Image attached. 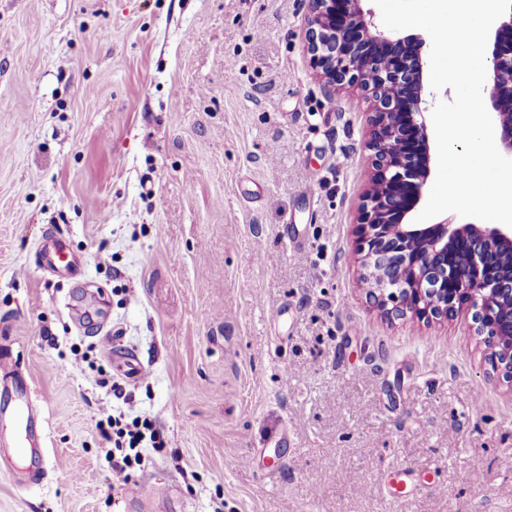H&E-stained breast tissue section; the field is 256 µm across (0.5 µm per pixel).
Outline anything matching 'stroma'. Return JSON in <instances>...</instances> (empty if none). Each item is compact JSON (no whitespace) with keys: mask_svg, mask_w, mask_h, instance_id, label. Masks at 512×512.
Segmentation results:
<instances>
[{"mask_svg":"<svg viewBox=\"0 0 512 512\" xmlns=\"http://www.w3.org/2000/svg\"><path fill=\"white\" fill-rule=\"evenodd\" d=\"M307 10L0 0V355L48 422L0 512H512V381L470 313L365 298L372 103L316 75ZM53 226L83 288L37 260ZM120 349L150 373L122 399ZM112 410L167 441L117 490Z\"/></svg>","mask_w":512,"mask_h":512,"instance_id":"35a3bbf8","label":"stroma"}]
</instances>
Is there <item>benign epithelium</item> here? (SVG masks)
I'll return each instance as SVG.
<instances>
[{
  "label": "benign epithelium",
  "mask_w": 512,
  "mask_h": 512,
  "mask_svg": "<svg viewBox=\"0 0 512 512\" xmlns=\"http://www.w3.org/2000/svg\"><path fill=\"white\" fill-rule=\"evenodd\" d=\"M362 2L308 0L304 47L325 83L357 86L373 100V175L356 225L367 301L389 320H450L466 297L494 368L512 379V227L405 223L431 176L426 42L379 28ZM488 48L484 103L512 159V11L493 24ZM457 244L469 254L465 270L448 265Z\"/></svg>",
  "instance_id": "1"
}]
</instances>
